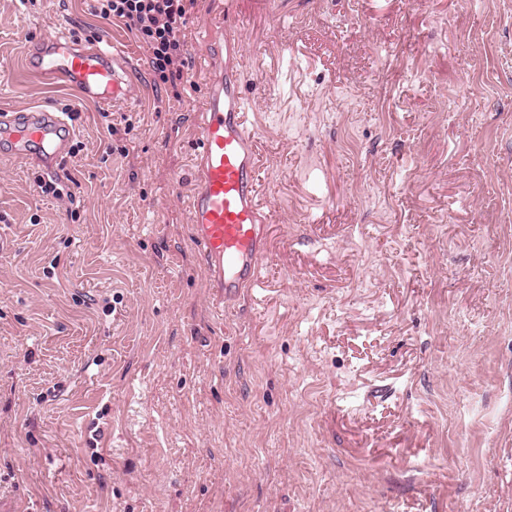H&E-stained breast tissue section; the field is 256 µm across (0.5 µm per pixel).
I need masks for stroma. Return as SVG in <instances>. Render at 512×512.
Listing matches in <instances>:
<instances>
[{
  "mask_svg": "<svg viewBox=\"0 0 512 512\" xmlns=\"http://www.w3.org/2000/svg\"><path fill=\"white\" fill-rule=\"evenodd\" d=\"M95 0H0V111L73 113L40 196L0 158V500L25 512H512V0H197L182 78ZM230 19L270 248L217 310L186 207ZM122 48L138 102L30 73Z\"/></svg>",
  "mask_w": 512,
  "mask_h": 512,
  "instance_id": "obj_1",
  "label": "stroma"
}]
</instances>
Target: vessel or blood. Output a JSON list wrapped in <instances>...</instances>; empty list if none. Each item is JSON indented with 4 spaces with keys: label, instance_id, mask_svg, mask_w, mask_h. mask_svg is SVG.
<instances>
[{
    "label": "vessel or blood",
    "instance_id": "1",
    "mask_svg": "<svg viewBox=\"0 0 512 512\" xmlns=\"http://www.w3.org/2000/svg\"><path fill=\"white\" fill-rule=\"evenodd\" d=\"M240 51L236 28L225 24L224 60L214 65L205 87L189 197L192 238L221 302L237 298L258 281L268 251V217L259 203L260 159L246 120ZM26 65L40 78L73 87L89 102L114 106L133 100L125 60L104 39L86 47L47 32L29 48ZM72 135L61 112L23 108L0 114L1 157L35 155L50 170Z\"/></svg>",
    "mask_w": 512,
    "mask_h": 512
}]
</instances>
